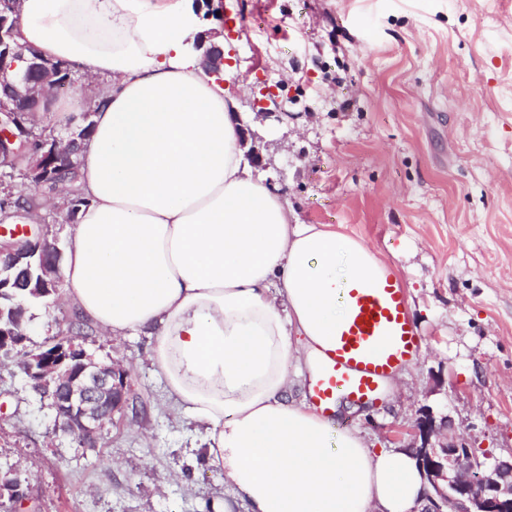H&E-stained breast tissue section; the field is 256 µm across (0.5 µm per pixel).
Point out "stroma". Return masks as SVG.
<instances>
[{"instance_id": "obj_1", "label": "stroma", "mask_w": 512, "mask_h": 512, "mask_svg": "<svg viewBox=\"0 0 512 512\" xmlns=\"http://www.w3.org/2000/svg\"><path fill=\"white\" fill-rule=\"evenodd\" d=\"M238 76L256 174L301 222L365 243L393 268L423 338L391 401L335 413L377 449L419 445L423 409L444 438L512 455V0H195ZM277 88L284 121L263 113ZM51 239L72 221L15 169ZM63 299L28 306L30 347L67 334ZM144 333L92 329L84 346L127 373L129 406L82 447L16 362H0V472L23 501L0 512H214L224 472L176 413Z\"/></svg>"}]
</instances>
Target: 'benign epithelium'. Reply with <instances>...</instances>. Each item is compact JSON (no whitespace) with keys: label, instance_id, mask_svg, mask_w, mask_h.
<instances>
[{"label":"benign epithelium","instance_id":"obj_1","mask_svg":"<svg viewBox=\"0 0 512 512\" xmlns=\"http://www.w3.org/2000/svg\"><path fill=\"white\" fill-rule=\"evenodd\" d=\"M17 0H0V50L22 57L25 66L0 71V159L27 158L25 176L50 193L71 169L73 156L82 150L87 127L67 136L59 134L42 142L30 154L24 144L29 119L47 102V95L61 85L57 62L43 58L34 49L14 40L20 16ZM201 35L196 48L203 50L201 65L218 75L224 52L205 47ZM60 251L42 225H27L25 232L0 233V295L13 288H26L34 297L58 293L63 287L59 270ZM26 300L16 299L9 313L0 310V353L19 345L16 329L25 321ZM29 385L55 408L67 434L86 447L93 446L99 432L115 413L127 407L129 393L123 370L95 360L82 346L69 342L51 351L27 355L22 364ZM422 444L416 448L420 466L432 493L420 512H512V457H477L472 449L454 442L435 445L438 432L433 416L424 414L415 425Z\"/></svg>","mask_w":512,"mask_h":512}]
</instances>
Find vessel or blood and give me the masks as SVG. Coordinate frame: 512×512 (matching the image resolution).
<instances>
[{
    "label": "vessel or blood",
    "instance_id": "obj_1",
    "mask_svg": "<svg viewBox=\"0 0 512 512\" xmlns=\"http://www.w3.org/2000/svg\"><path fill=\"white\" fill-rule=\"evenodd\" d=\"M349 317L336 333L322 374L310 387L314 405L329 408L337 396L375 399L382 380L417 360L423 338L407 313L403 288L393 276L375 288H353Z\"/></svg>",
    "mask_w": 512,
    "mask_h": 512
}]
</instances>
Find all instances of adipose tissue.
I'll use <instances>...</instances> for the list:
<instances>
[{"label":"adipose tissue","instance_id":"obj_1","mask_svg":"<svg viewBox=\"0 0 512 512\" xmlns=\"http://www.w3.org/2000/svg\"><path fill=\"white\" fill-rule=\"evenodd\" d=\"M20 15L17 42L82 69L97 104L64 297L107 335L152 336L224 471V512H416L429 486L409 451L287 398L289 365L316 378L346 292L386 267L255 177L238 103L192 49L194 0H21Z\"/></svg>","mask_w":512,"mask_h":512}]
</instances>
